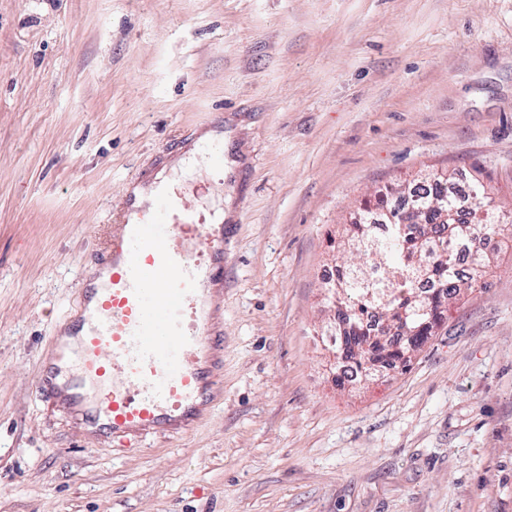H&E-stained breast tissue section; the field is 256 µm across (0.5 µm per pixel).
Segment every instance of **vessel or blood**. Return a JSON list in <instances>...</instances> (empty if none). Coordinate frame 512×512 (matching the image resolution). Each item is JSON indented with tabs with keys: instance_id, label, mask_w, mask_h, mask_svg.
I'll use <instances>...</instances> for the list:
<instances>
[{
	"instance_id": "vessel-or-blood-1",
	"label": "vessel or blood",
	"mask_w": 512,
	"mask_h": 512,
	"mask_svg": "<svg viewBox=\"0 0 512 512\" xmlns=\"http://www.w3.org/2000/svg\"><path fill=\"white\" fill-rule=\"evenodd\" d=\"M152 189L84 278L77 334L53 370L55 406L111 441L190 429L214 408L223 366L227 226L164 180Z\"/></svg>"
}]
</instances>
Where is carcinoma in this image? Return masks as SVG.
Returning a JSON list of instances; mask_svg holds the SVG:
<instances>
[{"mask_svg":"<svg viewBox=\"0 0 512 512\" xmlns=\"http://www.w3.org/2000/svg\"><path fill=\"white\" fill-rule=\"evenodd\" d=\"M469 191L475 205L467 224H451L461 195L455 177L433 170L420 172L404 187L416 197L412 211L380 199L376 211L364 209L354 217L344 251L359 262L343 263L342 277L332 286L336 307L346 310L332 335L367 342L382 366L405 370L412 354L435 335L448 305L465 290L486 287L491 255L481 248L482 235L496 226L512 238V222L485 185L474 182ZM454 242L475 251L465 275L455 271ZM373 310L383 317L380 330L364 324Z\"/></svg>","mask_w":512,"mask_h":512,"instance_id":"obj_1","label":"carcinoma"}]
</instances>
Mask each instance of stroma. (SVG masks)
I'll use <instances>...</instances> for the list:
<instances>
[{"label":"stroma","mask_w":512,"mask_h":512,"mask_svg":"<svg viewBox=\"0 0 512 512\" xmlns=\"http://www.w3.org/2000/svg\"><path fill=\"white\" fill-rule=\"evenodd\" d=\"M160 165L231 226L223 395L115 447L39 379ZM425 168L512 208V0H0V512H512V240L409 370L336 381L327 273ZM219 137L203 140L198 143V148L203 152L215 169L224 167V129L217 134Z\"/></svg>","instance_id":"stroma-1"}]
</instances>
